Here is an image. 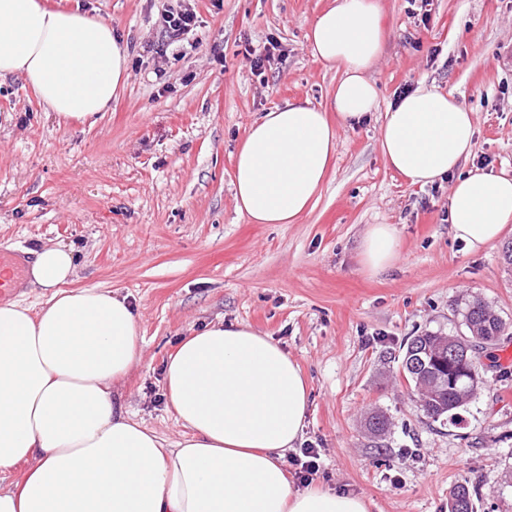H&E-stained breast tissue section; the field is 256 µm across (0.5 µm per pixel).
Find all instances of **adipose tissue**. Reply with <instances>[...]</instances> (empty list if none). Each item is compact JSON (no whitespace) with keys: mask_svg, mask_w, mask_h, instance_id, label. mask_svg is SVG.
I'll return each instance as SVG.
<instances>
[{"mask_svg":"<svg viewBox=\"0 0 512 512\" xmlns=\"http://www.w3.org/2000/svg\"><path fill=\"white\" fill-rule=\"evenodd\" d=\"M315 60L342 77L321 109L289 103L265 112L235 153L234 201L251 224H294L312 210L336 152L337 128L378 109L371 72L386 39L380 0H333L308 33ZM128 51L110 25L0 0V78L22 77L63 120L105 111L123 83ZM472 111L418 84L390 105L378 141L387 167L422 186L450 180L452 237L476 250L512 223V176L466 168L475 148ZM393 226L370 225L361 264L394 263ZM74 256L36 252L28 283L49 291L40 309L0 303V512H367L362 497L297 488L285 458L300 440L308 385L280 344L242 323L185 337L164 369L169 405L184 434L167 446L112 396L139 356L126 297L70 289Z\"/></svg>","mask_w":512,"mask_h":512,"instance_id":"ef3b65f1","label":"adipose tissue"}]
</instances>
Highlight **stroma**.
Returning a JSON list of instances; mask_svg holds the SVG:
<instances>
[{
    "mask_svg": "<svg viewBox=\"0 0 512 512\" xmlns=\"http://www.w3.org/2000/svg\"><path fill=\"white\" fill-rule=\"evenodd\" d=\"M43 2L110 24L128 47L127 77L106 112L67 123L23 78L0 79V251L68 247L73 288L127 297L140 355L113 397L175 443L170 354L207 325L246 323L307 381L301 442L321 455L315 485L362 496L369 512H448L465 482L475 512H512V335L482 353L484 382L457 421L427 418L402 372L409 337L465 333V300L481 298L512 325V223L478 250L455 241L449 182L410 184L378 143L399 89L422 82L475 113L470 164L512 174V0H433L425 26L409 0H380L379 109L338 129L332 170L295 224L239 216L234 155L263 112L327 105L341 74L313 59L306 35L330 0H191L198 24L162 62L146 48L163 38L165 0ZM271 36L285 55L260 77L244 48ZM372 224L400 239L396 264L374 275L360 263ZM374 413L388 419L379 436L366 427Z\"/></svg>",
    "mask_w": 512,
    "mask_h": 512,
    "instance_id": "1",
    "label": "stroma"
}]
</instances>
